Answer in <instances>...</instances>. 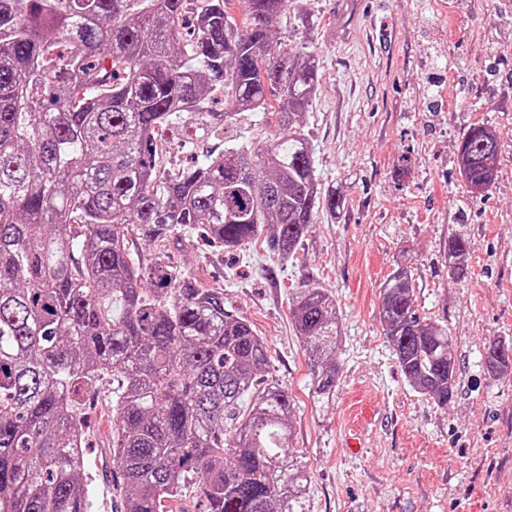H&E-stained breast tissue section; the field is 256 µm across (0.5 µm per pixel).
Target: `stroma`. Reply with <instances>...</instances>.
<instances>
[{
	"label": "stroma",
	"instance_id": "35a3bbf8",
	"mask_svg": "<svg viewBox=\"0 0 512 512\" xmlns=\"http://www.w3.org/2000/svg\"><path fill=\"white\" fill-rule=\"evenodd\" d=\"M358 37L336 40L337 0H290L278 48L306 46L319 84L303 116L324 187L342 189L287 260L257 243L237 254L202 229L172 262L220 288L267 345V382L294 400L289 453L311 482L296 512H512V376L492 379L485 346L512 339V0H361ZM465 67H457V60ZM476 124L500 141L497 179L473 198L458 146ZM473 246L470 274L448 276V240ZM409 264L421 317L447 326L461 363L447 407L416 393L383 334L382 288ZM336 297V392L318 398L289 302ZM100 381L84 408L91 512H124L112 463L111 400Z\"/></svg>",
	"mask_w": 512,
	"mask_h": 512
}]
</instances>
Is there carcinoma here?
Segmentation results:
<instances>
[{
  "label": "carcinoma",
  "mask_w": 512,
  "mask_h": 512,
  "mask_svg": "<svg viewBox=\"0 0 512 512\" xmlns=\"http://www.w3.org/2000/svg\"><path fill=\"white\" fill-rule=\"evenodd\" d=\"M228 2L0 0V512H88L82 410L107 372L125 512H176L188 481L203 512H295L306 493L287 445L290 396L263 383V338L224 289L165 256L173 235L200 226L227 250L264 233L286 260L318 211L344 207L322 187L302 124L315 56L272 40L288 0H248L240 22ZM219 97L231 109H216ZM241 112L274 117L277 133L161 170L165 132L219 141ZM499 155L483 125L462 138L473 197L491 188ZM136 240L159 250L147 266ZM471 252L465 236L448 240L451 278L468 277ZM290 310L316 359L314 393L328 398L336 300L306 288ZM379 321L412 389L448 405L454 343L417 313L405 266L385 283ZM483 364L512 371V344L490 343Z\"/></svg>",
  "instance_id": "cac0c4a2"
}]
</instances>
